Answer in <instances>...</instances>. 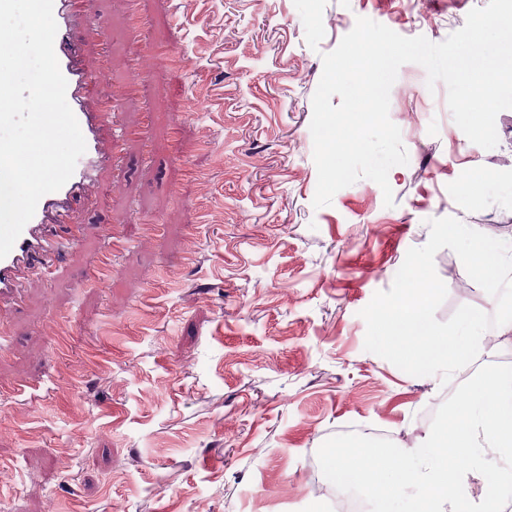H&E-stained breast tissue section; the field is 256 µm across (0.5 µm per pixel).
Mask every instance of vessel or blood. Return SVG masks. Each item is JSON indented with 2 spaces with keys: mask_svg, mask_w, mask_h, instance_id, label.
I'll list each match as a JSON object with an SVG mask.
<instances>
[{
  "mask_svg": "<svg viewBox=\"0 0 512 512\" xmlns=\"http://www.w3.org/2000/svg\"><path fill=\"white\" fill-rule=\"evenodd\" d=\"M86 13L87 0H54L53 14L58 29L54 51L67 81L66 99L79 123L86 151L66 184L41 197L12 250L0 259V301H17L22 275L45 272L55 258L77 243L87 230L86 225L70 223L67 202L93 182L104 166L99 151V125L105 116L112 114L114 107L107 103L94 112L85 108L95 83L83 70L80 54L67 42L65 31L73 18Z\"/></svg>",
  "mask_w": 512,
  "mask_h": 512,
  "instance_id": "b4317fda",
  "label": "vessel or blood"
}]
</instances>
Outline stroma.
I'll return each mask as SVG.
<instances>
[{
  "instance_id": "obj_1",
  "label": "stroma",
  "mask_w": 512,
  "mask_h": 512,
  "mask_svg": "<svg viewBox=\"0 0 512 512\" xmlns=\"http://www.w3.org/2000/svg\"><path fill=\"white\" fill-rule=\"evenodd\" d=\"M488 0H89L112 41L108 68L83 24L67 32L97 92L121 84L136 51L163 39L181 53L147 57L142 93L121 96L100 129L122 156L72 205L89 230L49 276H31L9 318L0 383L34 396L0 400V512H332L335 487L317 451L349 432L412 451L438 407L482 366L512 365V329L493 327L450 383L415 377L364 348L360 315L390 289L429 220L453 217L512 242V109L486 150L455 124L444 83L401 66L389 117L409 162L393 167V206L368 179L314 207L310 132L322 56L357 18L404 37L444 41ZM144 22L127 25L130 11ZM159 220L158 234L130 236ZM112 234L124 245L111 286L89 272ZM199 261L182 257L191 245ZM448 286L436 311L493 314L483 289L453 288L467 271L441 249ZM68 319V362L55 367L47 323ZM106 355L88 368L90 347Z\"/></svg>"
}]
</instances>
